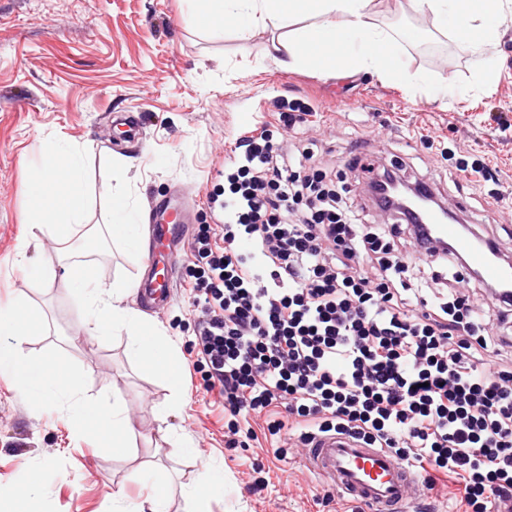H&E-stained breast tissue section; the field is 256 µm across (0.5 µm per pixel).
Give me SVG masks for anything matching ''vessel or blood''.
<instances>
[{"label":"vessel or blood","instance_id":"b4317fda","mask_svg":"<svg viewBox=\"0 0 512 512\" xmlns=\"http://www.w3.org/2000/svg\"><path fill=\"white\" fill-rule=\"evenodd\" d=\"M152 233L158 244L172 242L181 223L180 208L170 200L152 207ZM434 237L447 240L461 254L467 270L479 272L489 283H512V266L497 258L490 241L452 222L431 225ZM143 300L160 307L173 297L170 277L151 270L140 288ZM309 469L331 482L343 495L365 503L369 512H403L419 486V477L408 465L377 448L336 433L318 435L306 445Z\"/></svg>","mask_w":512,"mask_h":512}]
</instances>
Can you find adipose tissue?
I'll return each mask as SVG.
<instances>
[{
	"instance_id": "adipose-tissue-1",
	"label": "adipose tissue",
	"mask_w": 512,
	"mask_h": 512,
	"mask_svg": "<svg viewBox=\"0 0 512 512\" xmlns=\"http://www.w3.org/2000/svg\"><path fill=\"white\" fill-rule=\"evenodd\" d=\"M376 4L377 0H194L193 21L207 32L232 23L242 41L256 28L278 31L273 48L279 54L278 64L284 67L308 65L327 72L371 73L398 81L409 90L427 83V76L403 66L398 37L375 20ZM409 4L415 12L430 17L440 33L469 30L468 45L477 55L488 54L498 45L512 13L505 0H409ZM36 180L53 198L54 207L49 211L35 207L30 213L33 226L56 234L63 243L92 234L77 147L45 146ZM70 275L82 291L88 320L97 332L125 333L131 349L152 367L162 369L172 363L175 346L170 338L160 332L145 339L139 331V317L119 305L121 293L131 290L132 282L102 287L84 262L72 265ZM38 323L34 316L0 315V335L8 337L7 342H0V371L23 364L18 378L22 394L66 397L67 416L79 430H111L113 448H125L129 432L121 399L108 394L86 399L78 376L59 373L47 358L24 359L23 346Z\"/></svg>"
}]
</instances>
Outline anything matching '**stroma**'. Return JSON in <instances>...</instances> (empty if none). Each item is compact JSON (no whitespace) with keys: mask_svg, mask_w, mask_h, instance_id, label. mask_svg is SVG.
Segmentation results:
<instances>
[{"mask_svg":"<svg viewBox=\"0 0 512 512\" xmlns=\"http://www.w3.org/2000/svg\"><path fill=\"white\" fill-rule=\"evenodd\" d=\"M190 6L0 0V312H35L44 327L29 337L26 354L77 373L88 398L122 396L135 433L134 447L115 452L111 432L77 434L53 398L21 395L13 377L0 373V486L16 491L11 512H111L113 498L157 494L166 512H192L178 488L194 484L205 465L215 475L206 489L211 512H347L339 498L319 504L331 485L305 466L295 441L285 442L283 460L262 437L246 450L227 447L218 396L192 385L185 369L198 316L186 291L193 235L219 221L207 195L223 188L224 158L244 127L270 122L274 139L288 145L293 133L279 113L312 111L305 136L335 163L357 157L431 184L512 254V25L486 59L472 53L465 35L437 32L407 0H379L376 19L400 33L403 62L431 79L409 92L363 73L281 68L270 57L269 31L255 30L244 42L229 30L209 34L191 21ZM488 64L495 81L485 90L476 76ZM443 79L464 96L439 94ZM124 113L140 121L141 143L113 141L112 120ZM49 143L81 147L93 221L105 220L114 194L130 195L139 208L143 246L107 238L93 265L104 287L140 280L149 254L166 260L146 229L153 203L178 190L194 199L170 303L150 309L135 292L123 301L142 312L147 329L171 337L175 377L147 368L125 337L91 331L59 243L44 233L29 244L33 164ZM116 156L134 161L133 178L114 176ZM473 163L496 168L499 183L468 182L463 169ZM22 249L42 268L40 278L20 268ZM177 385L185 392L179 405ZM35 476L50 489L37 505L21 492Z\"/></svg>","mask_w":512,"mask_h":512,"instance_id":"obj_1","label":"stroma"}]
</instances>
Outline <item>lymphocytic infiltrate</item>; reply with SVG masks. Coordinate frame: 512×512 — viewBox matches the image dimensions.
<instances>
[{
    "instance_id": "f902f5d3",
    "label": "lymphocytic infiltrate",
    "mask_w": 512,
    "mask_h": 512,
    "mask_svg": "<svg viewBox=\"0 0 512 512\" xmlns=\"http://www.w3.org/2000/svg\"><path fill=\"white\" fill-rule=\"evenodd\" d=\"M219 205L195 236L188 351L227 446L259 416L279 456L286 435L347 434L448 478L464 512H512V293L476 297L453 250L371 221L316 143L284 153L264 123L225 158Z\"/></svg>"
}]
</instances>
